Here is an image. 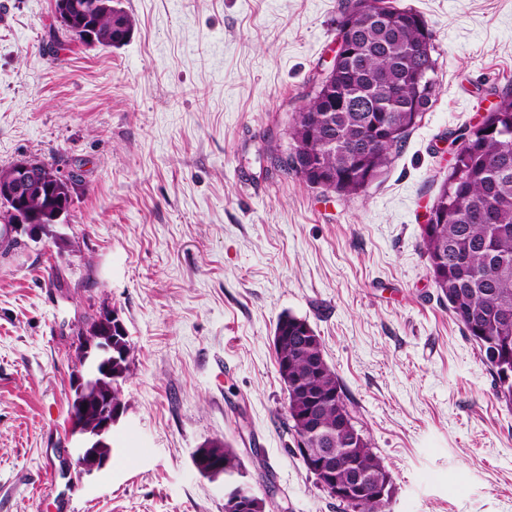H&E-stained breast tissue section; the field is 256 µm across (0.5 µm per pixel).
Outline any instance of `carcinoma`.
I'll use <instances>...</instances> for the list:
<instances>
[{
    "label": "carcinoma",
    "mask_w": 512,
    "mask_h": 512,
    "mask_svg": "<svg viewBox=\"0 0 512 512\" xmlns=\"http://www.w3.org/2000/svg\"><path fill=\"white\" fill-rule=\"evenodd\" d=\"M72 23L64 34L115 47L131 33L132 21L114 0H63ZM381 0H349L337 26L349 27L342 53L327 83L293 113L286 135L293 142L285 165L308 184L340 196L360 194L388 166L415 126V116L432 102L436 59L424 19L410 9L384 8ZM461 146L448 179L421 234L435 287L448 309L484 355L496 399L512 410V94L500 96L480 125L458 136ZM71 204L70 182L49 181L30 208L39 224H56ZM274 343L278 374L288 364V422L299 431L320 409L321 435L336 440V471L342 483L352 472L368 489L339 500L347 512H386L374 491L390 485L389 472L370 441H344L353 421L336 371L308 322L291 313L278 317ZM194 458L224 462L245 476L233 448L211 440ZM387 489V488H385ZM394 488L387 489L393 494Z\"/></svg>",
    "instance_id": "carcinoma-1"
}]
</instances>
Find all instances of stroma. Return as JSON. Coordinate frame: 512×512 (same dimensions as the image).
Here are the masks:
<instances>
[{
    "label": "stroma",
    "instance_id": "obj_1",
    "mask_svg": "<svg viewBox=\"0 0 512 512\" xmlns=\"http://www.w3.org/2000/svg\"><path fill=\"white\" fill-rule=\"evenodd\" d=\"M343 0H121L117 47L56 31L54 0H0V168L74 173L52 236L0 243V512H224L194 451L228 442L274 512H343L295 452L278 317L320 336L389 471L387 512H512V411L420 248L449 132L512 91V0H390L437 60L428 111L352 199L279 164L336 49ZM132 347L112 457L66 458L85 318Z\"/></svg>",
    "mask_w": 512,
    "mask_h": 512
}]
</instances>
